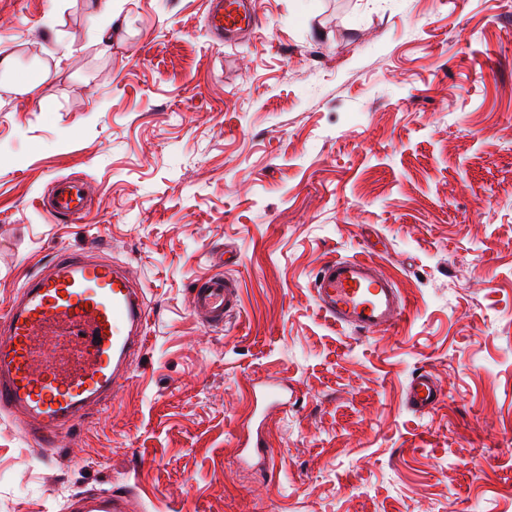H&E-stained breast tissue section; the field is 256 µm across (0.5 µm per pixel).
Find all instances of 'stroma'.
<instances>
[{"mask_svg": "<svg viewBox=\"0 0 512 512\" xmlns=\"http://www.w3.org/2000/svg\"><path fill=\"white\" fill-rule=\"evenodd\" d=\"M0 0V310L56 252L126 266L146 341L112 399L32 447L0 417V512L129 491L141 512H512V0ZM111 35L101 44L99 31ZM80 174L90 210L38 198ZM392 278L366 335L317 307L332 257ZM237 279L224 326L197 280ZM427 371L430 411L406 402ZM288 388L260 412L257 387ZM260 436L271 455L244 458ZM212 6L208 20L219 35H235L249 29L254 22V11L250 0H209Z\"/></svg>", "mask_w": 512, "mask_h": 512, "instance_id": "1", "label": "stroma"}]
</instances>
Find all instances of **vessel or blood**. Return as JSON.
Here are the masks:
<instances>
[{
  "instance_id": "obj_1",
  "label": "vessel or blood",
  "mask_w": 512,
  "mask_h": 512,
  "mask_svg": "<svg viewBox=\"0 0 512 512\" xmlns=\"http://www.w3.org/2000/svg\"><path fill=\"white\" fill-rule=\"evenodd\" d=\"M208 20L217 34L235 35L254 22L250 0H211ZM55 221L86 214L88 195L77 182L60 179L41 201ZM319 309L340 325L365 332L396 325L403 314L394 283L359 257L336 258L318 273ZM240 303L233 279L211 276L192 290L193 312L223 326ZM142 291L127 270L92 251L55 255L12 297L0 314V412L9 415L37 447L50 448L77 417L110 396L128 375L127 359L145 342ZM442 392L432 377L413 378L408 402L426 412ZM66 512H137L133 497L80 493Z\"/></svg>"
}]
</instances>
